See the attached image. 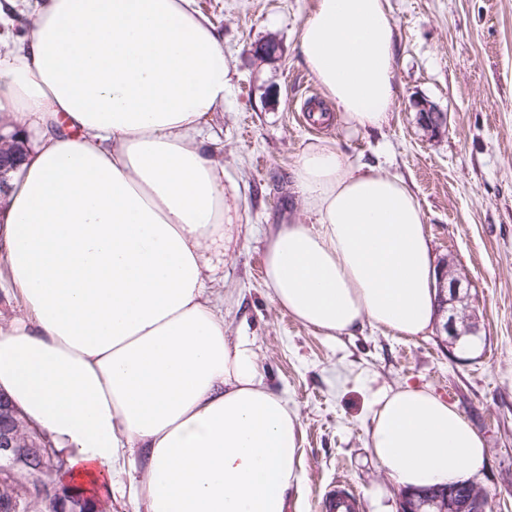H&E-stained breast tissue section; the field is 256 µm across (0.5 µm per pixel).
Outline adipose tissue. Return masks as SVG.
Returning a JSON list of instances; mask_svg holds the SVG:
<instances>
[{"label":"adipose tissue","instance_id":"1","mask_svg":"<svg viewBox=\"0 0 512 512\" xmlns=\"http://www.w3.org/2000/svg\"><path fill=\"white\" fill-rule=\"evenodd\" d=\"M300 55L350 128L396 98L383 0H315ZM224 42L195 0H44L0 52V130L27 160L0 252L24 311L0 325V392L100 497L141 465L147 512H285L302 481L300 422L266 386L247 329L226 336L211 252L238 216L208 136ZM313 225H274L269 296L306 326L425 333L437 270L405 182L307 144L293 170ZM367 446L404 491L479 476L483 441L430 391L385 390Z\"/></svg>","mask_w":512,"mask_h":512}]
</instances>
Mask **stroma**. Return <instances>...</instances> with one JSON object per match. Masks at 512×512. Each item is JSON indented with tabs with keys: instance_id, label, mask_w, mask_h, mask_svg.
<instances>
[{
	"instance_id": "obj_1",
	"label": "stroma",
	"mask_w": 512,
	"mask_h": 512,
	"mask_svg": "<svg viewBox=\"0 0 512 512\" xmlns=\"http://www.w3.org/2000/svg\"><path fill=\"white\" fill-rule=\"evenodd\" d=\"M315 0H196L224 40L230 93L212 131L237 183L239 236L224 254V326H247L266 384L301 424L302 483L291 502L321 512L333 481L359 512H400V492L366 448L378 392L415 384L455 405L481 435L476 483L487 512H512V0H384L394 21L396 101L372 131L341 120L303 63L298 41ZM448 114L431 134L417 103ZM316 139L355 164L404 179L424 215L435 265H454L476 313L466 345L439 329L399 336L370 324L328 336L274 303L264 251L276 224H311L293 170Z\"/></svg>"
}]
</instances>
